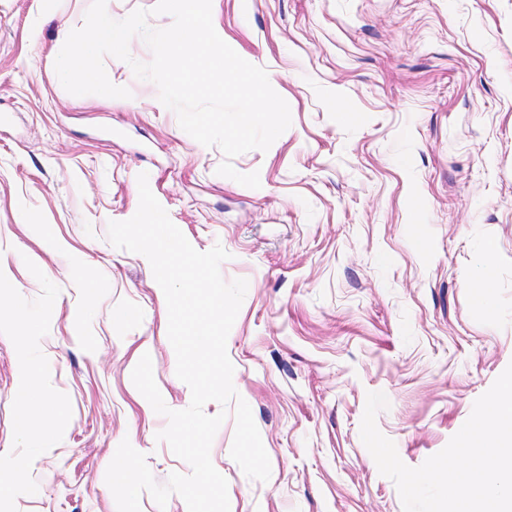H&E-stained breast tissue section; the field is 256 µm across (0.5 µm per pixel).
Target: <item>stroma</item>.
Here are the masks:
<instances>
[{
  "mask_svg": "<svg viewBox=\"0 0 512 512\" xmlns=\"http://www.w3.org/2000/svg\"><path fill=\"white\" fill-rule=\"evenodd\" d=\"M92 0H0V512H117L105 482L122 440L158 483L190 474L132 382L150 354L166 405L175 374L164 295L108 224L131 218L137 177L198 251L247 280L227 339L271 476L231 458L234 405L211 447L230 512H403L360 436L379 430L420 466L512 364V0H212L219 36L263 67L291 111L268 151L234 158L179 125L157 86L105 56L128 99L75 96L55 60ZM102 281L88 295L76 271ZM40 323L34 335L13 309ZM48 366L60 419L21 433V355Z\"/></svg>",
  "mask_w": 512,
  "mask_h": 512,
  "instance_id": "obj_1",
  "label": "stroma"
}]
</instances>
